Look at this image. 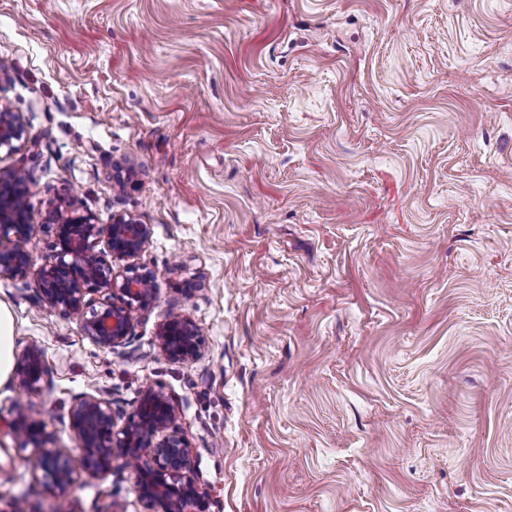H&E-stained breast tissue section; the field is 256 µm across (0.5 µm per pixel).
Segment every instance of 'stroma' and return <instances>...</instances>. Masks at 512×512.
Returning a JSON list of instances; mask_svg holds the SVG:
<instances>
[{
  "label": "stroma",
  "mask_w": 512,
  "mask_h": 512,
  "mask_svg": "<svg viewBox=\"0 0 512 512\" xmlns=\"http://www.w3.org/2000/svg\"><path fill=\"white\" fill-rule=\"evenodd\" d=\"M0 64L35 257L52 206L129 214L158 282L108 352L0 277L48 368L0 385L1 508L147 512L78 457L49 489L9 422L71 447L76 397L160 387L209 512H512V0H0ZM203 336L186 315L170 313L160 324L157 344L166 357L177 363H190L201 356Z\"/></svg>",
  "instance_id": "35a3bbf8"
}]
</instances>
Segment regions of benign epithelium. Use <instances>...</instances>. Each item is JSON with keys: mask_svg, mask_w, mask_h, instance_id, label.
Instances as JSON below:
<instances>
[{"mask_svg": "<svg viewBox=\"0 0 512 512\" xmlns=\"http://www.w3.org/2000/svg\"><path fill=\"white\" fill-rule=\"evenodd\" d=\"M25 142L21 116L0 105V151L13 154ZM25 181L20 169L9 179H0V276L25 278L35 273L43 306L75 316L95 346L111 351L128 343L135 312L156 297L157 276L140 272L134 264L117 274L106 256L136 258L151 242L149 226L124 214L112 216L110 224H97L90 214L54 208L45 217L55 226L54 249L36 268ZM103 291L115 301L96 309L88 295ZM157 344L169 360L190 363L201 356L203 336L188 316L170 313L160 324ZM46 375L43 349L33 341L18 357L15 381L35 392ZM68 417L76 440L73 449L57 444L33 407L17 405L13 410L11 429L19 448L30 450L32 471L41 474L47 487L62 491L71 484L74 451L81 453L88 476L98 479L112 473L113 449L121 448L123 465L135 473V485L149 512H208V493L190 474L189 442L174 428L176 408L162 390L148 388L120 428L112 398L103 394L77 397Z\"/></svg>", "mask_w": 512, "mask_h": 512, "instance_id": "benign-epithelium-1", "label": "benign epithelium"}]
</instances>
